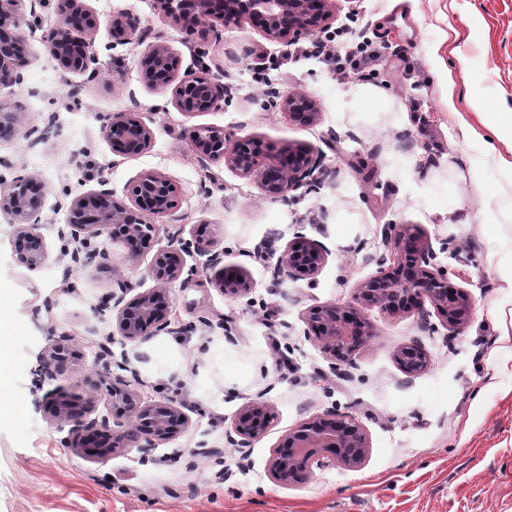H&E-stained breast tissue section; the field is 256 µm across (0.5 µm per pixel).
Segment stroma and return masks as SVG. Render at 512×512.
<instances>
[{"label": "stroma", "instance_id": "obj_1", "mask_svg": "<svg viewBox=\"0 0 512 512\" xmlns=\"http://www.w3.org/2000/svg\"><path fill=\"white\" fill-rule=\"evenodd\" d=\"M98 19L94 71L63 72L43 39L58 20L56 0H26L27 62L20 81L0 87V104L21 112L14 134L0 138V183L37 174L47 185L39 226L49 250L44 267L16 261L14 226L0 215V335L10 397L0 404V512H512V360L497 329L508 291L493 240L512 237V218L484 223L488 193L512 197V184L479 190L472 149L458 125H479L484 112L512 113V0H337L328 28L291 47L251 24L217 26L187 38L153 0H88ZM140 20L146 42L163 41L180 59V75L202 66L220 74L223 101L186 115L172 88L148 86L141 45L115 43L113 14ZM336 40L382 46L369 78L337 76L312 44ZM204 57H197V49ZM299 91L316 101L320 121L303 127L279 107ZM141 113L153 132L137 157L113 152L103 124L115 113ZM224 129L262 149L305 145L330 175L314 192L266 198L251 179L201 163L185 132ZM159 171L177 188L175 207L154 220L151 249L129 261L103 234L92 248L111 269L72 257L59 236L76 196L110 190L129 204L140 174ZM397 224L430 238L448 279L472 298L469 322L450 334L436 313L391 316L371 308V340L349 363L333 365L307 334L313 306L351 301L357 284L378 271L388 251L381 235ZM324 245L315 276L277 281L275 262L296 236ZM209 240V256L192 253ZM183 250L185 269L170 288L171 318L185 333L162 332L136 345L114 338L104 297L128 283L156 285L155 251ZM240 269L248 288L225 294L218 268ZM69 335L74 354L55 380L38 381L42 353ZM417 343L430 357L405 373L398 347ZM114 355L142 352L134 367L141 402L183 405L189 429L150 453L123 448L91 460L69 444V427L47 407L56 393L94 399L102 346ZM265 403L266 434L241 448L232 420L245 404ZM354 417L368 451L347 469L324 459L303 484L285 486L268 473L271 451L290 429L326 412Z\"/></svg>", "mask_w": 512, "mask_h": 512}]
</instances>
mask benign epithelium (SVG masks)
<instances>
[{"label":"benign epithelium","mask_w":512,"mask_h":512,"mask_svg":"<svg viewBox=\"0 0 512 512\" xmlns=\"http://www.w3.org/2000/svg\"><path fill=\"white\" fill-rule=\"evenodd\" d=\"M25 0H0V86L20 80L18 72L25 43ZM164 16L172 19L183 32L192 36L216 22L235 24L249 22L262 29L271 40L286 46L327 28L336 7L335 0H153ZM59 22L44 36V45L65 72L82 73L95 63L94 36L98 23L86 0H57ZM139 31L138 18L128 12L112 15L110 33L118 43H133ZM139 64L147 84L165 87L177 83L175 106L185 114L208 112L224 98V85L210 75L206 66L201 73L177 79L178 59L163 41L149 45ZM282 109L290 121L311 126L319 119L316 103L305 94L293 91L284 96ZM21 122V113L0 104V134H11ZM102 132L118 151L128 157L145 153L153 133L137 112L112 115ZM194 154L202 162L224 161V166L254 179L264 195L284 200L302 187L317 188L325 181L328 170L317 163L310 150L261 153L243 140L231 142L221 129L195 128L188 132ZM176 189L171 180L158 171H145L132 189V206H118L108 190L74 198L68 210L67 227L74 240L80 236L96 237L108 232L112 240L123 244L127 258L135 260L153 239L154 225L146 224L140 214L164 217L174 205ZM45 185L38 176L29 174L0 187V213L9 215L14 228V244L18 263L36 269L48 260L45 240L38 231L43 210ZM393 233L392 263L381 257L384 266L376 275L361 282L352 298L344 304L329 303L311 309L308 324L327 353L335 360L348 362L366 344L374 331L364 311L378 308L398 314L412 309L426 311L432 307L451 328L466 325L471 314L470 296L448 282V270L435 263L436 253L429 239L405 230ZM327 251L320 245L299 241L288 245L273 267V277L298 278L316 274L326 261ZM184 264L171 250L159 251L151 273L157 288L125 299L130 287H122V295L107 297L103 307L116 309V333L126 342L146 341L155 332L168 328L171 299L168 285L178 281ZM67 348L58 343L41 357V375L52 377L67 362ZM398 364L410 374L421 373L430 358L417 344L400 346L395 353ZM131 379L114 378L104 372L100 390L133 418V426L121 429L106 415H95L94 402L62 399L53 404V417L70 426L76 448L98 458L134 443L147 453L183 432L190 419L174 400L140 403L133 385L139 383L136 370ZM266 411L262 404L251 402L237 413L233 427L247 444L261 437L266 429ZM366 435L352 418L328 412L291 430L273 449L269 469L271 476L285 485L306 482L312 462L320 457L334 460L345 468L358 467L365 458Z\"/></svg>","instance_id":"1"}]
</instances>
